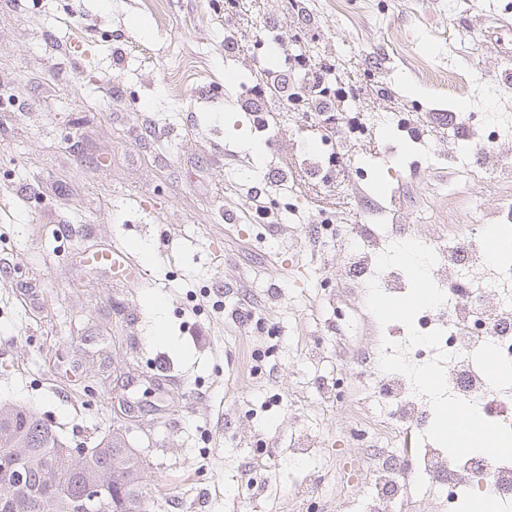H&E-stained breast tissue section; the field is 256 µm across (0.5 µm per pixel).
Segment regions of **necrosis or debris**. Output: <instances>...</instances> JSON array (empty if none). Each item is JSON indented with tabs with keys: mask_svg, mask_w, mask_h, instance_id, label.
I'll use <instances>...</instances> for the list:
<instances>
[{
	"mask_svg": "<svg viewBox=\"0 0 512 512\" xmlns=\"http://www.w3.org/2000/svg\"><path fill=\"white\" fill-rule=\"evenodd\" d=\"M318 238L341 245L342 276L353 299L365 297L370 279L389 294L404 295L409 281L403 271L377 272L376 259L394 243L422 238L438 261L432 270L444 303L417 314L419 332L442 330L447 389L477 404L483 417L512 425V391L494 385L484 367L483 353L494 347L512 364V266L490 260L483 225L471 224L453 238L439 228L419 234L412 224H336L314 217ZM384 349L379 329H372L350 357L360 398L348 433L364 453L359 471L373 487L366 512H415L414 491H423L432 512H460L473 482L495 495L501 512H512V462H496L472 453L461 462L431 441H421L433 419L427 398L415 394L411 380L381 368Z\"/></svg>",
	"mask_w": 512,
	"mask_h": 512,
	"instance_id": "obj_1",
	"label": "necrosis or debris"
}]
</instances>
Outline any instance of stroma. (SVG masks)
I'll list each match as a JSON object with an SVG mask.
<instances>
[{"mask_svg": "<svg viewBox=\"0 0 512 512\" xmlns=\"http://www.w3.org/2000/svg\"><path fill=\"white\" fill-rule=\"evenodd\" d=\"M0 0V403L23 405L74 443L116 432L140 451L148 512H288L295 484L344 512L367 485L341 438L349 409L323 384L357 385L336 356L362 322L344 313L340 247L308 233L339 224L438 225L512 201V174L461 187L447 163L452 113H512V58L484 54L490 17L512 0H305L313 35L294 42L286 0ZM274 21L306 47L374 70L357 112L433 117L424 142L348 197L314 187L298 116L279 105L269 134L238 105L224 30L254 43ZM287 172V190L268 184ZM288 198L269 224L251 187ZM147 251L136 282L89 265L113 247ZM223 301L216 312L214 301ZM254 306L273 335L234 317ZM318 442L301 465V432Z\"/></svg>", "mask_w": 512, "mask_h": 512, "instance_id": "obj_1", "label": "stroma"}]
</instances>
